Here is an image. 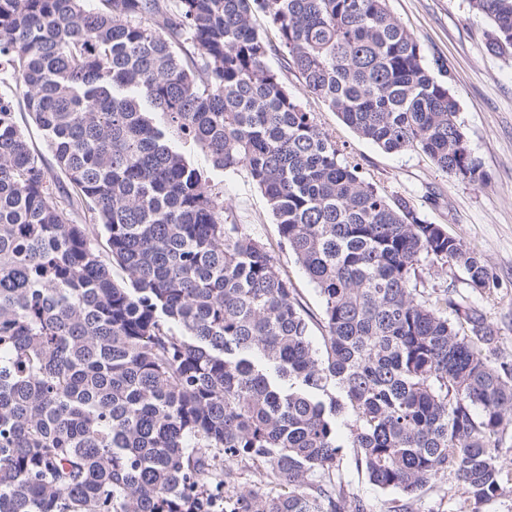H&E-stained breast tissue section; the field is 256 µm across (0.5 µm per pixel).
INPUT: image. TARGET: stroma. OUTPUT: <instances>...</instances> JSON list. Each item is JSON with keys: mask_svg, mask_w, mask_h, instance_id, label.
<instances>
[{"mask_svg": "<svg viewBox=\"0 0 512 512\" xmlns=\"http://www.w3.org/2000/svg\"><path fill=\"white\" fill-rule=\"evenodd\" d=\"M389 7L418 39L428 62L449 72L459 120L486 175L484 184L457 181L419 151H382L359 138L323 101L305 96L285 51L272 52L269 64L290 90L304 95L320 128L342 147L344 161L358 165L361 174L387 194L408 199L431 223L443 225L482 256L497 286L475 299L493 327L496 356L512 359V59L487 50V21L469 12L465 0H389ZM211 178L224 201L226 223L243 225L266 243L300 302L320 314L316 288L281 249L267 200L246 169L215 172Z\"/></svg>", "mask_w": 512, "mask_h": 512, "instance_id": "obj_1", "label": "stroma"}]
</instances>
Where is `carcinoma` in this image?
<instances>
[{"instance_id": "obj_1", "label": "carcinoma", "mask_w": 512, "mask_h": 512, "mask_svg": "<svg viewBox=\"0 0 512 512\" xmlns=\"http://www.w3.org/2000/svg\"><path fill=\"white\" fill-rule=\"evenodd\" d=\"M88 2L0 0V71L70 185L0 96V512H368L345 448L403 495L387 512L441 472L456 512L512 492V360L470 296L420 288L440 264L489 292L485 261L341 161L257 26L359 137L481 183L449 81L388 0ZM467 2L488 51L511 55L512 0ZM189 144L263 192L321 297L322 348ZM253 467L267 492L240 489ZM0 93H8L13 96L15 112L18 113L19 124L31 149L44 159L45 165L51 170L54 177L65 180L64 175L56 166L52 153L47 147L42 131L28 113L23 96L16 93L14 88L7 82H0Z\"/></svg>"}]
</instances>
